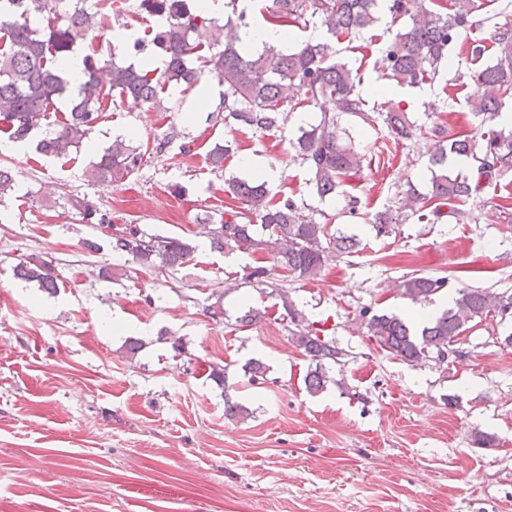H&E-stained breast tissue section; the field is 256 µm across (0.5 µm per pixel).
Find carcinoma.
<instances>
[{
  "label": "carcinoma",
  "mask_w": 512,
  "mask_h": 512,
  "mask_svg": "<svg viewBox=\"0 0 512 512\" xmlns=\"http://www.w3.org/2000/svg\"><path fill=\"white\" fill-rule=\"evenodd\" d=\"M101 0H0V132L14 142H24L38 128L55 101L69 96L68 117L37 141L36 151L47 157H66L80 151L85 139L104 111L113 93L132 97L156 112H167L161 93L166 86L184 84L192 89L206 73L224 82V124L245 125L271 131L287 124L294 110L311 108L319 112L318 122L297 127L292 139L294 157L306 164L313 193L323 201L339 193L347 178L362 168L364 154L346 138L341 127L344 115L362 116L365 100L359 81L348 64L337 58L328 40L309 38L284 53L273 45L260 51L238 43L237 30L249 27L246 11L237 10L238 0H229L232 15L224 26L188 0H138V14L157 18L160 26L146 40H136L135 53L149 49L165 60L162 70L146 62L118 64L109 68V88L98 79L100 59L83 57V78L70 88L64 65L74 50V33L79 30H107ZM390 14L392 22L409 18L398 29L388 27V38L378 49L375 65L381 77L399 86L417 87L430 83L443 65H449V50L467 34L476 20L474 0H272L266 7V22L279 27L313 26L331 38L352 40L374 27L379 12ZM495 55L474 73L469 103L481 122L492 121L507 101H512V26L503 24L495 38ZM383 122L399 140L416 135L417 125L408 113L389 109ZM464 158L470 173H454L448 161ZM143 159L133 140L116 138L91 164V176L100 183H122L138 170ZM428 192L409 185L399 205L376 218V236L395 232L397 224L415 217L435 222L441 207L461 204L483 192L486 185L512 171V127L492 130L476 138L453 133L448 145L430 159ZM226 193L237 206L224 211L216 224H205L202 234L216 251L231 249L243 253H264L271 267L246 270L245 279L261 284L274 270L304 279H315L330 253H351L359 244L356 236L316 219L317 210L298 205L288 196H270L261 178H232ZM71 207L88 224H102L94 203L85 197L70 198ZM112 251L144 268L175 271L192 261L197 246L181 237L149 235L136 224H126L111 236ZM16 278L34 283L45 292L57 288L52 262L36 255L22 254L14 266ZM445 278L411 277L402 280L399 294L413 304L432 300L447 288ZM512 305V293L496 294L466 286L455 289L453 306L420 328L396 313L361 314L370 336L397 359L417 365L456 342L469 324L498 313L501 301ZM290 321L297 326L293 343L303 349L312 369L305 378L308 393L323 392L333 382L328 366L339 361L342 351L312 330L301 327L304 317L281 295ZM224 413L246 420L252 416L246 406L224 395Z\"/></svg>",
  "instance_id": "cac0c4a2"
}]
</instances>
